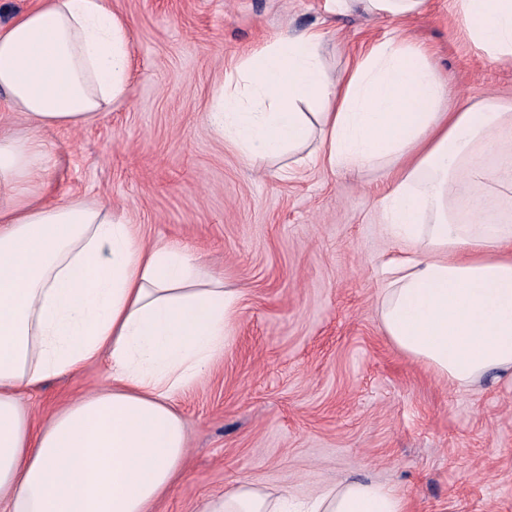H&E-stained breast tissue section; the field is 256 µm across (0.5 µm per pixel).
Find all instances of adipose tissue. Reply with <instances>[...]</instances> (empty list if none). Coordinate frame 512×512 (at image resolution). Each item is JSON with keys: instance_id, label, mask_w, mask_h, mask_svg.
I'll return each instance as SVG.
<instances>
[{"instance_id": "obj_1", "label": "adipose tissue", "mask_w": 512, "mask_h": 512, "mask_svg": "<svg viewBox=\"0 0 512 512\" xmlns=\"http://www.w3.org/2000/svg\"><path fill=\"white\" fill-rule=\"evenodd\" d=\"M405 19L428 0H330ZM473 47L512 62V0H452ZM322 35H275L224 73L213 133L250 166L305 151L329 170L381 171L380 320L449 385L512 380V106L449 110L448 80L396 33L341 71ZM129 25L110 0H40L0 18V98L33 128L0 130V512H154L188 439L172 399L228 347L243 299L175 244L145 245L110 206L42 200L39 131L94 121L129 95ZM108 361L112 382L34 425L22 393ZM198 512H410L394 486L348 477L301 498L253 480Z\"/></svg>"}]
</instances>
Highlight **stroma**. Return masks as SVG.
I'll return each mask as SVG.
<instances>
[{"label":"stroma","instance_id":"35a3bbf8","mask_svg":"<svg viewBox=\"0 0 512 512\" xmlns=\"http://www.w3.org/2000/svg\"><path fill=\"white\" fill-rule=\"evenodd\" d=\"M130 25L127 101L84 126L42 131L48 200H100L145 244L177 242L244 291L226 351L173 404L184 470L158 512H195L249 478L301 497L348 476L395 485L413 512H512V382L449 386L386 337L378 172L257 171L208 125L224 71L279 32L314 26L342 70L402 29L451 79V104L512 100V66L478 55L452 0L410 20L337 15L328 0H111ZM109 382L107 362L24 399L36 421Z\"/></svg>","mask_w":512,"mask_h":512}]
</instances>
